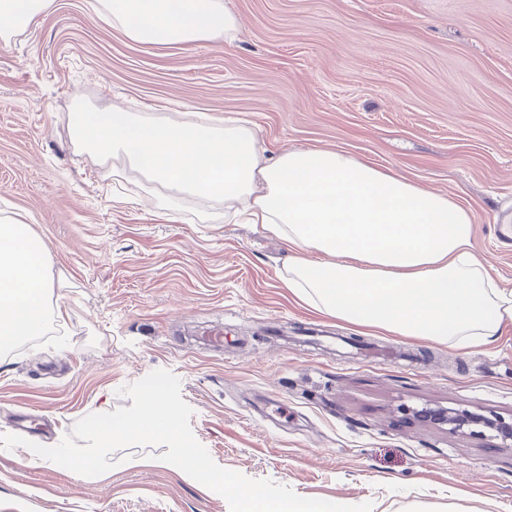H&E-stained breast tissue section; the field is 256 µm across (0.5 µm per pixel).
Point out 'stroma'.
<instances>
[{
    "label": "stroma",
    "instance_id": "stroma-1",
    "mask_svg": "<svg viewBox=\"0 0 512 512\" xmlns=\"http://www.w3.org/2000/svg\"><path fill=\"white\" fill-rule=\"evenodd\" d=\"M232 45L162 49L104 24L89 0H53L0 40V211L53 259L67 313L0 353V434L55 420L53 446L120 388L164 369L219 466L303 497L373 512H512V444L490 429L420 422L425 407L512 422V323L459 350L322 314L283 282L285 242L190 200L158 217L135 172L79 150L78 108L253 123L268 152L341 148L474 215V253L512 289V0H224ZM220 325L224 347L198 334ZM161 448L73 473L0 448V512H230Z\"/></svg>",
    "mask_w": 512,
    "mask_h": 512
}]
</instances>
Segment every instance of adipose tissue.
I'll use <instances>...</instances> for the list:
<instances>
[{
	"label": "adipose tissue",
	"instance_id": "obj_1",
	"mask_svg": "<svg viewBox=\"0 0 512 512\" xmlns=\"http://www.w3.org/2000/svg\"><path fill=\"white\" fill-rule=\"evenodd\" d=\"M52 0H0V38L31 25ZM107 25L135 43L232 44L223 0H96ZM78 140L123 160L162 190L164 211L187 200L224 205L225 220L260 226L292 252L285 285L318 311L375 331L468 348L512 322V290L473 248V214L339 149L276 157L246 121L161 120L118 107L73 116ZM52 261L18 216L0 214V351L62 319L48 307Z\"/></svg>",
	"mask_w": 512,
	"mask_h": 512
}]
</instances>
